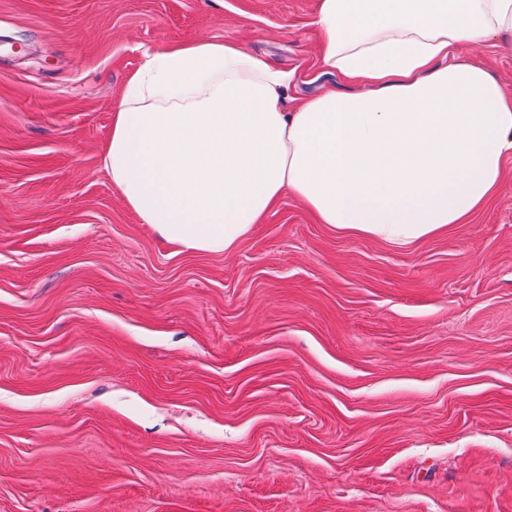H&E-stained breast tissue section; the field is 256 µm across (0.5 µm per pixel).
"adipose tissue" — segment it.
<instances>
[{"instance_id":"ef3b65f1","label":"adipose tissue","mask_w":512,"mask_h":512,"mask_svg":"<svg viewBox=\"0 0 512 512\" xmlns=\"http://www.w3.org/2000/svg\"><path fill=\"white\" fill-rule=\"evenodd\" d=\"M321 64L363 90L283 108L290 72L231 41L148 55L103 164L168 242L227 253L291 194L321 223L408 245L463 223L512 157V98L454 48L512 40V0H319Z\"/></svg>"}]
</instances>
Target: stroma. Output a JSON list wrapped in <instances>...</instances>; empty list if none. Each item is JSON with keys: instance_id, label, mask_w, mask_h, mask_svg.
Wrapping results in <instances>:
<instances>
[{"instance_id": "35a3bbf8", "label": "stroma", "mask_w": 512, "mask_h": 512, "mask_svg": "<svg viewBox=\"0 0 512 512\" xmlns=\"http://www.w3.org/2000/svg\"><path fill=\"white\" fill-rule=\"evenodd\" d=\"M318 0H0V512H512V158L411 246L284 196L183 250L102 165L152 52L320 66ZM458 57L512 95V45Z\"/></svg>"}]
</instances>
